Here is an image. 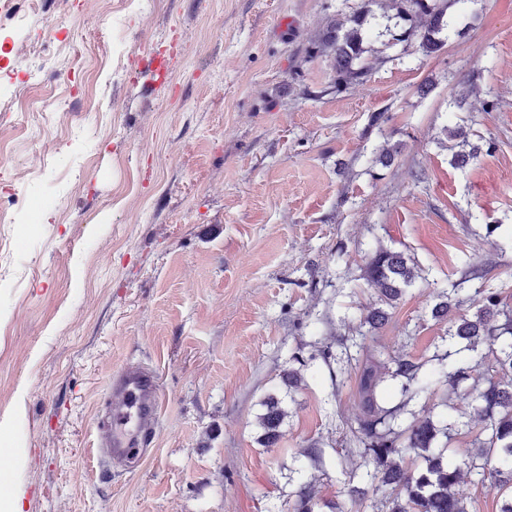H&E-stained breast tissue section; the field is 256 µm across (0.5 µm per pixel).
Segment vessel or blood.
<instances>
[{"mask_svg": "<svg viewBox=\"0 0 512 512\" xmlns=\"http://www.w3.org/2000/svg\"><path fill=\"white\" fill-rule=\"evenodd\" d=\"M162 405L161 382L154 371L129 363L121 367L112 377L98 421L99 459L116 463L148 457Z\"/></svg>", "mask_w": 512, "mask_h": 512, "instance_id": "obj_1", "label": "vessel or blood"}]
</instances>
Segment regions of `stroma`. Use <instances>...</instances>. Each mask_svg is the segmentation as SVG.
Segmentation results:
<instances>
[{
  "label": "stroma",
  "instance_id": "1",
  "mask_svg": "<svg viewBox=\"0 0 512 512\" xmlns=\"http://www.w3.org/2000/svg\"><path fill=\"white\" fill-rule=\"evenodd\" d=\"M362 2L44 0L78 45H51L49 78L0 107L16 169L49 162L0 224V448L23 512H291L306 480L347 506L355 369L318 349L378 307L368 254L421 270L376 337L389 354L446 351L431 310L470 265L512 305V0L450 6L462 35L368 53V82L339 94L311 40ZM454 98L494 146L463 169ZM32 102L68 115L43 127ZM129 361L166 401L153 454L105 469L96 408ZM271 395L288 415L267 448Z\"/></svg>",
  "mask_w": 512,
  "mask_h": 512
}]
</instances>
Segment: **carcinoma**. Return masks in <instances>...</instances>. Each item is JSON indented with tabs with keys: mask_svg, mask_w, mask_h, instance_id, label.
Returning a JSON list of instances; mask_svg holds the SVG:
<instances>
[{
	"mask_svg": "<svg viewBox=\"0 0 512 512\" xmlns=\"http://www.w3.org/2000/svg\"><path fill=\"white\" fill-rule=\"evenodd\" d=\"M376 0L341 19H332L311 43V52L331 60L333 88L340 94L351 86L367 81L368 69L363 63L366 53L365 35L373 31L381 38L391 33V22L418 20L401 34L404 42L415 36L425 55L441 50L456 23L448 19V0H381L383 13L369 8ZM470 126L463 119L449 131L452 162L460 167L478 158V152L464 151L470 145ZM486 270L470 266L462 274V287L442 295L432 314L436 318L453 315L448 325V345L456 347V358L446 352L435 355L430 365L408 356L391 357L377 349L359 346L355 360L356 394L361 414L350 431L361 444L359 456L366 472L353 471L347 482V495L356 512H469L456 487L466 477L487 484L502 499L500 512H512V306L504 304L494 288H476L465 294L463 284L483 279ZM365 276L378 293L382 306L367 315L358 331L381 329L388 321L386 308L393 307L418 277L415 261L401 252L380 247L367 257ZM350 350L347 340L337 339L320 347L324 363L336 360L334 347ZM479 370L482 377L471 379ZM401 381L405 397L400 404L386 408L378 402L382 374ZM471 395L469 419L478 426L471 446L454 451L449 458V444L465 422L451 415L434 421L404 419L406 406L416 396L426 393L439 381L447 385V396L460 390L467 380ZM265 413L259 417L263 430L261 442L271 447L282 438L281 426L286 411L281 400L270 396L264 403ZM445 443L437 445L438 436ZM411 466L404 465L406 458ZM292 512H321L314 485H299Z\"/></svg>",
	"mask_w": 512,
	"mask_h": 512,
	"instance_id": "1",
	"label": "carcinoma"
}]
</instances>
